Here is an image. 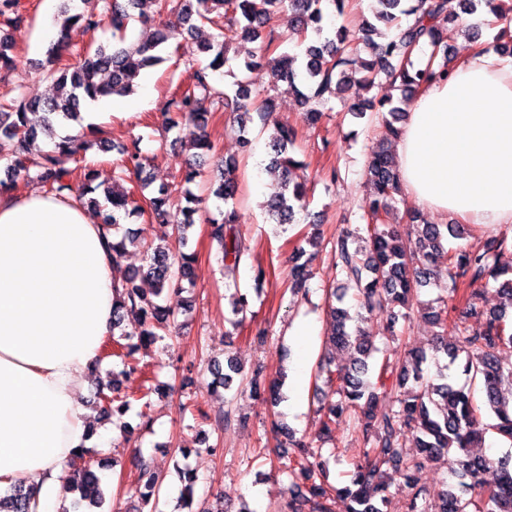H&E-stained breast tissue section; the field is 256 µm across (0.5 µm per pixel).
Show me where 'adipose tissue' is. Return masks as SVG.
Returning a JSON list of instances; mask_svg holds the SVG:
<instances>
[{
    "label": "adipose tissue",
    "mask_w": 512,
    "mask_h": 512,
    "mask_svg": "<svg viewBox=\"0 0 512 512\" xmlns=\"http://www.w3.org/2000/svg\"><path fill=\"white\" fill-rule=\"evenodd\" d=\"M405 192L439 218L512 223V57L470 49L425 84L397 140ZM112 235L75 197L0 195V490L35 483L58 512L87 444L80 395L112 333Z\"/></svg>",
    "instance_id": "adipose-tissue-1"
}]
</instances>
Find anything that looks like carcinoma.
Listing matches in <instances>:
<instances>
[{"mask_svg":"<svg viewBox=\"0 0 512 512\" xmlns=\"http://www.w3.org/2000/svg\"><path fill=\"white\" fill-rule=\"evenodd\" d=\"M75 0H63L56 24L57 38L47 49L42 68H49L53 93L42 96L22 92L0 103V160L6 161L5 177L0 178V194L17 189L19 183L37 182L56 195L73 191L75 179L81 180L78 194L81 203L105 211L103 224L119 234L128 220L147 214L170 219L172 236L179 246L187 245L185 229L194 224L193 215L199 211L201 199L188 187L199 172L191 168L185 176L186 187L179 190L173 201L174 189L152 188V182L142 177L146 158L138 143L133 147L117 145L94 134L78 133L63 137L55 149L42 152L35 147L41 138L55 139L57 129L71 123H81L82 112L88 103L102 97L128 96L135 90L140 74L169 60L170 41L187 34L194 35L200 26L210 25L215 34L197 44L202 60L188 70L187 89L171 95L162 109L167 129L189 123L204 128L208 115L229 113L237 124L239 143L243 150L250 148L247 137L251 111L264 116L276 108L275 98L267 94L254 106L249 75L267 71L271 83H288L289 89L300 98L307 118L316 123L321 118L319 106L327 101L325 94L352 93L354 100L348 112L363 117L374 112L382 122L383 136L372 149L365 173L372 194L364 205V216L378 217L377 223L366 225L367 236H340L334 243L336 278L342 286L330 291L335 302L328 304L332 330L327 341L347 354V366L335 360L319 363L325 383L336 384L332 394L336 400L327 405L321 432L327 433L340 419L354 421L362 445L363 462L356 466L351 485L336 487L328 480L329 459L322 449L312 448L283 428L285 452L283 471L294 491L286 504L288 512H332L331 504L346 502L345 512H388L390 504L389 471L401 472L410 489L406 512H512V457L475 461L470 449L482 445L486 430H494L503 440L512 443V362L504 364L501 352L512 349V311L485 310L478 305L480 290L492 286L512 308V237L502 232L490 235L475 246L448 249V239L467 235L463 224H425L419 214L409 209L407 224H390L389 216L395 195L401 193L398 170L389 148L399 135V124L405 117L402 104L419 89L447 75L448 67V0H370L371 18L362 27L363 40L369 57L361 55L351 45L345 26L328 28L324 17L342 15L349 0H289L294 11L293 36L290 45L267 26L280 12L284 0H153L156 13L168 16V24L154 31L151 39L131 43L126 41L130 21H150L143 9V0H85L90 7L76 10ZM503 0H460L462 13L472 15L486 8L497 22L512 24V3L507 10L499 9ZM16 0H0V18L6 30L0 32V70L14 66L13 52L19 18L11 16ZM107 17L112 24V42L89 45L73 53L68 44L69 30L81 25L96 31ZM414 18L401 26L402 18ZM265 42L263 54L232 63L228 53L239 41ZM426 43L430 55L426 68L414 69L413 52ZM235 78L230 88H220L214 76L223 68ZM245 77H236L233 68ZM389 79V85L402 93L400 104L388 97L374 101L362 97L376 86L379 73ZM292 132L276 126L269 141V171L278 173L281 191L269 203L268 222L291 224L307 199L306 180L296 174L305 164L292 155ZM117 151L124 156L112 174V181L97 182L89 155L96 151ZM136 174L137 187L124 186L130 174ZM237 189V164L224 160L220 179L212 194L226 203L218 215L208 218L210 238L217 242L222 253L225 278H232L245 260L239 224L241 216L233 206H227ZM195 254L182 252L173 258L170 248L146 250L145 265L128 274L112 310V328L127 318H134L137 330L123 333L124 342L112 340L118 350L113 356L121 359L128 377L137 372L133 355L142 345L164 338L176 321L175 312L163 305L165 290L193 282ZM291 270L292 293L306 299L307 282L312 277L305 249L296 248ZM444 269L448 275V299L437 302L420 299L422 290L434 285L436 273ZM149 279L153 285L146 291L138 281ZM353 289L359 311L343 306L348 290ZM249 300L236 292L231 301L234 326L246 318ZM418 306L439 328L453 322L456 330L453 342L437 333L433 338V355L444 354L449 365L438 369L437 380L425 374L422 365L427 360L424 350L402 351L394 325L387 328L384 348L375 344L374 336L361 324L374 313L390 309ZM483 319L482 330L468 333L465 319ZM384 353V370L395 376L396 386L413 384L411 391L397 395V406L383 412L378 409L381 398L392 389L367 380L370 360L375 353ZM461 371L470 383L477 382L484 393V403L474 402L472 388L457 386L455 375L448 367ZM208 369L214 376L213 388H232L235 377L241 374L233 358L221 364L213 362ZM120 382L112 380L106 391L99 392L100 412L104 419L122 418L130 410L128 392L116 398ZM494 416V423L482 422L483 412ZM414 441L416 453L406 448V436ZM88 450L74 455L63 477L64 492L74 495L72 509L61 512H103L105 494L101 480L88 464L79 467L75 459L83 458ZM442 456H454L458 468L453 472L456 482L438 498L430 501L426 489L419 483V473ZM184 482L181 498L193 500L196 475L174 465ZM138 481L144 483L139 512H156L151 501H159L164 478L142 472ZM38 491L19 484L0 496V512H30Z\"/></svg>","mask_w":512,"mask_h":512,"instance_id":"obj_1","label":"carcinoma"}]
</instances>
